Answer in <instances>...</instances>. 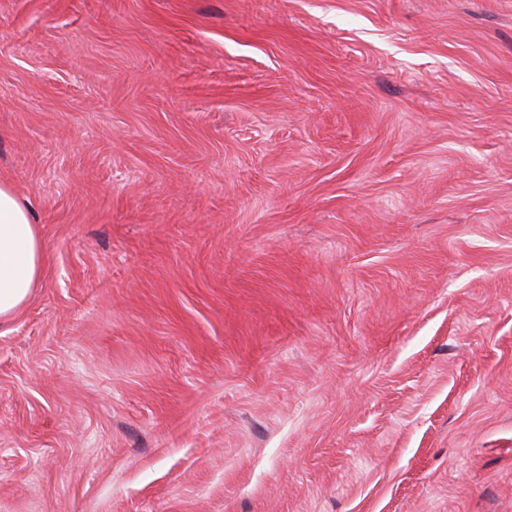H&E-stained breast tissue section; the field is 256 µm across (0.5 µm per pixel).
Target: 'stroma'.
I'll use <instances>...</instances> for the list:
<instances>
[{"label": "stroma", "instance_id": "35a3bbf8", "mask_svg": "<svg viewBox=\"0 0 512 512\" xmlns=\"http://www.w3.org/2000/svg\"><path fill=\"white\" fill-rule=\"evenodd\" d=\"M0 512H512V0H0ZM44 268L37 224L17 194L0 184V321L22 309Z\"/></svg>", "mask_w": 512, "mask_h": 512}]
</instances>
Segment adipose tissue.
Here are the masks:
<instances>
[{
	"instance_id": "adipose-tissue-1",
	"label": "adipose tissue",
	"mask_w": 512,
	"mask_h": 512,
	"mask_svg": "<svg viewBox=\"0 0 512 512\" xmlns=\"http://www.w3.org/2000/svg\"><path fill=\"white\" fill-rule=\"evenodd\" d=\"M44 268L40 235L29 209L9 186L0 184V321L22 309Z\"/></svg>"
}]
</instances>
